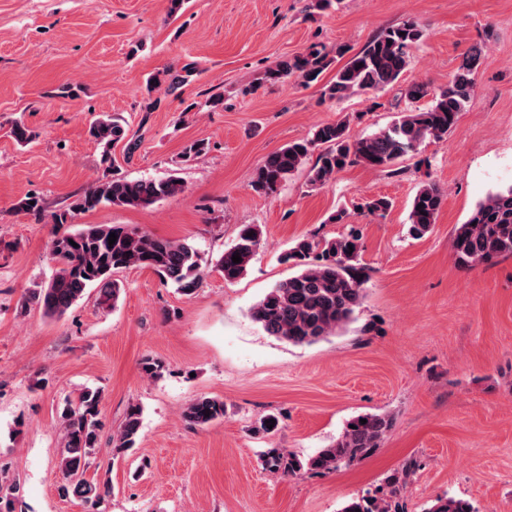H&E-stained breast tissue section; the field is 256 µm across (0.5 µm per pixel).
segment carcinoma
Listing matches in <instances>:
<instances>
[{
    "label": "carcinoma",
    "mask_w": 512,
    "mask_h": 512,
    "mask_svg": "<svg viewBox=\"0 0 512 512\" xmlns=\"http://www.w3.org/2000/svg\"><path fill=\"white\" fill-rule=\"evenodd\" d=\"M424 38L423 29L414 21L382 30L360 51L336 68L332 78L321 86V96L341 102L362 92H378L395 83L409 65L410 51ZM335 59L325 48L313 44L302 55L281 60L266 78L279 82L297 75L307 84L317 82ZM487 63L482 44L469 48L448 85L434 90L427 82H414L406 89L411 102L429 99L423 109L400 115L374 133L350 140L344 122L316 126L311 136L288 143L269 154L254 173L251 186L261 195L278 192L288 176L308 167V182L325 186L337 172L354 164L379 170L392 168L397 161L413 152L427 138L447 139L474 91L475 74ZM197 74L196 65L186 63L179 69L156 72L148 80V90L163 84L175 90ZM90 137L102 149V161H111L112 147L127 137L126 122L106 115L89 126ZM180 177L164 179H112L89 188L74 205L76 210H93L100 206L147 208L183 193ZM444 200L443 191L434 183L416 192L409 213V232L420 238L435 224ZM115 234L114 244L109 235ZM262 230L257 224H242L234 244L224 250L217 261L224 281L242 278L260 247ZM360 234L352 231L320 240L302 238L282 257L299 268L297 274L271 288L251 309L250 315L271 336L293 345H311L335 335L354 320L366 297V268L360 262ZM452 249L459 264L472 266L512 255V185L492 191L480 200L467 221L455 227ZM241 261H232L234 254ZM49 257L55 271L43 286L23 297L45 315L60 317L80 300L87 289L99 288V304L115 306L120 286L112 274L120 269H152L165 284L184 295L193 294L202 279L201 257L193 245L136 232L120 224H90L75 232L54 235ZM101 396L83 391L62 412L64 448L59 463L63 496L80 499L97 506L112 495L108 480L85 477L98 447L103 422L100 418ZM224 402L201 398L187 406L185 420L203 427L224 418ZM142 410L137 405L127 409L117 432L114 451L135 447L140 435ZM366 419L363 424L360 419ZM388 414H364L349 421L336 442L301 461L277 448L265 455L270 471L295 475L303 469L314 472L337 471L367 456L379 446L393 427ZM413 473L408 464L385 479L386 491L353 498L341 512H399L398 498ZM19 485L0 477V512H18ZM423 512H474L470 503L453 496H440Z\"/></svg>",
    "instance_id": "obj_1"
}]
</instances>
